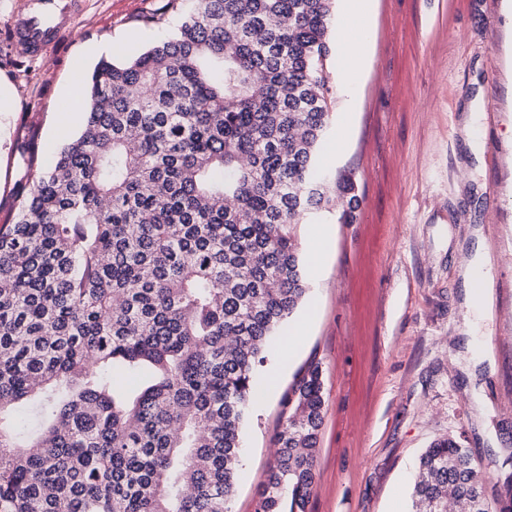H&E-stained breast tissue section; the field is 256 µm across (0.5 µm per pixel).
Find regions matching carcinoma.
Segmentation results:
<instances>
[{"label": "carcinoma", "instance_id": "1", "mask_svg": "<svg viewBox=\"0 0 512 512\" xmlns=\"http://www.w3.org/2000/svg\"><path fill=\"white\" fill-rule=\"evenodd\" d=\"M100 61L78 135L0 225V512H229L248 406L307 293L296 228L359 205L317 181L335 0H193ZM232 344H227V339ZM255 512H306L325 399L312 363ZM453 438L413 512H487Z\"/></svg>", "mask_w": 512, "mask_h": 512}]
</instances>
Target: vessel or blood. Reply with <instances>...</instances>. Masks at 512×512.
Masks as SVG:
<instances>
[{"instance_id":"vessel-or-blood-1","label":"vessel or blood","mask_w":512,"mask_h":512,"mask_svg":"<svg viewBox=\"0 0 512 512\" xmlns=\"http://www.w3.org/2000/svg\"><path fill=\"white\" fill-rule=\"evenodd\" d=\"M81 8V0H31L32 15L15 22L14 37L24 42L31 54H42L71 34L70 21Z\"/></svg>"}]
</instances>
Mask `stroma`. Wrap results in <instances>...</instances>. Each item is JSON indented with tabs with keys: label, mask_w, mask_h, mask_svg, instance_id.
<instances>
[{
	"label": "stroma",
	"mask_w": 512,
	"mask_h": 512,
	"mask_svg": "<svg viewBox=\"0 0 512 512\" xmlns=\"http://www.w3.org/2000/svg\"><path fill=\"white\" fill-rule=\"evenodd\" d=\"M73 35L33 56L7 40L30 0H0V224L22 188L67 141L70 92L103 59L121 61L180 23L138 27L164 0H84ZM369 47L353 93L329 59L334 125L346 148L318 149L324 178L349 174L355 223L335 214L322 273L270 345L252 399L231 512H254L283 423L281 399L309 363L323 371L325 409L308 512H410L422 452L452 436L487 472L489 512H512V17L501 0H369ZM479 108L478 151L465 120ZM310 224L297 229L311 263ZM489 261L490 317L470 334L462 265ZM316 317L296 355L283 341L308 310Z\"/></svg>",
	"instance_id": "1"
}]
</instances>
